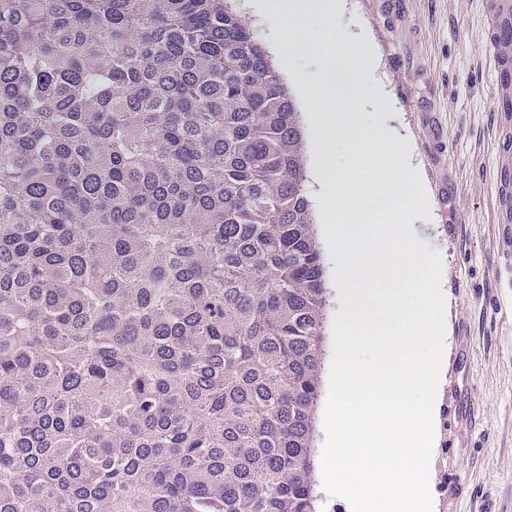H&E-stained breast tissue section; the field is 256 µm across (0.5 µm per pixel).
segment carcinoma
<instances>
[{
    "mask_svg": "<svg viewBox=\"0 0 512 512\" xmlns=\"http://www.w3.org/2000/svg\"><path fill=\"white\" fill-rule=\"evenodd\" d=\"M303 151L229 0H0V512H318Z\"/></svg>",
    "mask_w": 512,
    "mask_h": 512,
    "instance_id": "1",
    "label": "carcinoma"
}]
</instances>
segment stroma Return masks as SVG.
Listing matches in <instances>:
<instances>
[{"mask_svg": "<svg viewBox=\"0 0 512 512\" xmlns=\"http://www.w3.org/2000/svg\"><path fill=\"white\" fill-rule=\"evenodd\" d=\"M487 0H348L332 25L355 76L337 109L379 112L411 142L444 263L447 333L429 468L433 512H512V112H502ZM391 104L379 107L378 95Z\"/></svg>", "mask_w": 512, "mask_h": 512, "instance_id": "1", "label": "stroma"}]
</instances>
